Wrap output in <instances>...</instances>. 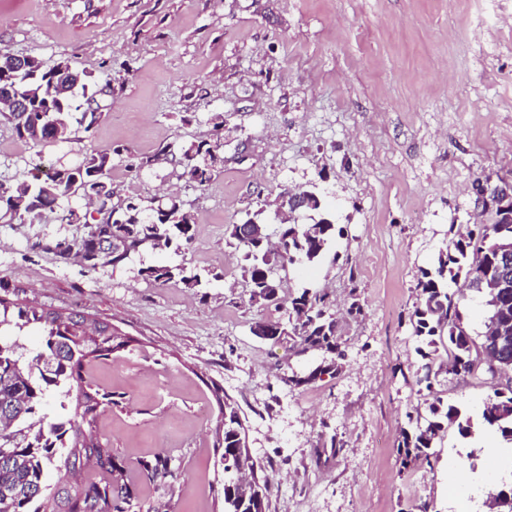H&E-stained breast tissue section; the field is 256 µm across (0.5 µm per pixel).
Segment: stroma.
I'll return each instance as SVG.
<instances>
[{
	"mask_svg": "<svg viewBox=\"0 0 512 512\" xmlns=\"http://www.w3.org/2000/svg\"><path fill=\"white\" fill-rule=\"evenodd\" d=\"M509 16L512 0H0V49L112 77L91 141L39 150L0 124L1 178L111 146L150 157L212 138L211 116L224 115V167L206 187L163 161L139 176L112 169L117 198L178 195L195 219L181 253L94 272L32 249L56 234L53 218L0 222V297L72 308L130 339L95 377L112 396L100 427L134 475L132 512H224L215 430L228 402L266 512H460L455 486L480 500L491 466L512 472L493 432L449 427L431 467L403 468L397 452L407 412L427 399L411 380L421 271L451 226L471 222L472 182L512 177ZM298 186L316 187L345 235L321 264L282 273L285 291L327 289L338 309L339 370L296 385L332 355L250 333L285 312L251 301L228 238L258 210L276 226ZM156 262L216 279L136 280ZM354 300L361 314L346 313ZM438 392L475 415L490 389L445 375ZM160 464L169 477L151 480Z\"/></svg>",
	"mask_w": 512,
	"mask_h": 512,
	"instance_id": "35a3bbf8",
	"label": "stroma"
}]
</instances>
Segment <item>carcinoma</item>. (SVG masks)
I'll return each mask as SVG.
<instances>
[{"label": "carcinoma", "mask_w": 512, "mask_h": 512, "mask_svg": "<svg viewBox=\"0 0 512 512\" xmlns=\"http://www.w3.org/2000/svg\"><path fill=\"white\" fill-rule=\"evenodd\" d=\"M112 86L111 75L93 79L66 59L52 64L31 57L27 68H14L0 60V89L28 101L29 111L0 109V123L35 147L83 141L91 137L102 117L85 112L82 105ZM84 137H79V134ZM224 139L182 146L175 151L166 145L156 154L138 161L130 158L126 167L141 174L152 169L160 157L181 169L180 176L207 186L224 168ZM123 148L93 149L76 165L59 163L43 177L0 180V218L12 224H34L44 212L57 214L60 224H79L78 236L60 235L38 239L32 248L56 252L75 251L90 270L123 264L145 249L172 248L179 251L193 238V217L175 196L167 201L141 197L127 198L121 224H100L92 210L78 204L89 194L97 196L101 210L112 207L110 195L102 193L112 184L114 157ZM487 200L478 207L473 229L452 238L431 268L421 270L419 298L409 321L423 363L416 371V384L432 391L445 372L453 376L473 374L474 363L491 333L505 327L512 335V288H498L499 248L512 246V184L499 180L487 184ZM299 213L309 223L281 224L276 245L268 242L269 225L257 211L249 223L259 230V238L245 241L230 233L233 245L244 251L250 299L269 302V290L279 287L278 271L289 266L319 263L336 237L343 236L325 213L324 199L312 188ZM137 278L164 286L181 283L187 288L202 286L198 274L189 275L182 265L159 263L138 270ZM460 285L452 290L449 284ZM482 296L485 316L481 331L472 337L462 322L460 304L464 291ZM263 325L276 339L292 336L306 348L334 353L336 318L329 295L305 288L288 296L286 320H265ZM29 329L40 332L41 342L29 356L19 353L20 339ZM114 333L109 327L86 328L84 319L36 304L11 303L0 298V512H126L130 507L131 474L112 459L110 439L101 431L99 419L110 401L100 392L92 370L98 361L112 355ZM448 362L442 363V355ZM484 375L492 367L502 369L492 394L483 402L480 422L458 406L440 397L425 412L406 414L398 453L403 467L433 465V451L448 427L454 425L464 437L482 426L495 428L512 444V349L483 362ZM58 404V414L66 424L49 414L50 401ZM224 512H265V493L255 480L237 482L240 471L254 472L255 462L248 452L245 432L236 407L224 404ZM96 461L94 474L80 495L71 497L68 486L76 472L90 460ZM483 507L490 512H512V486L499 485L487 492Z\"/></svg>", "instance_id": "carcinoma-1"}]
</instances>
